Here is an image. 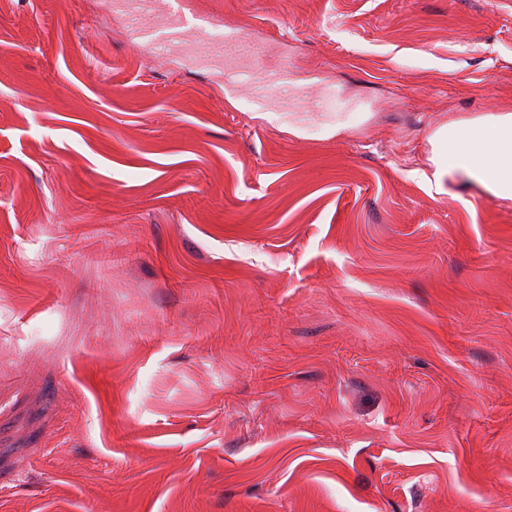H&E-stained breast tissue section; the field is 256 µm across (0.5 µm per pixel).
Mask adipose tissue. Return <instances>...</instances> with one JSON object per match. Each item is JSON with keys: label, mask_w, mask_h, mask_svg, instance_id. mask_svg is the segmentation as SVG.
Wrapping results in <instances>:
<instances>
[{"label": "adipose tissue", "mask_w": 512, "mask_h": 512, "mask_svg": "<svg viewBox=\"0 0 512 512\" xmlns=\"http://www.w3.org/2000/svg\"><path fill=\"white\" fill-rule=\"evenodd\" d=\"M435 184L453 175L474 180L493 198L512 200V113L453 122L428 137Z\"/></svg>", "instance_id": "ef3b65f1"}]
</instances>
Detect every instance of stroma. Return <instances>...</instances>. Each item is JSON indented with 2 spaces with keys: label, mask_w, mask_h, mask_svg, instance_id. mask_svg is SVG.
<instances>
[{
  "label": "stroma",
  "mask_w": 512,
  "mask_h": 512,
  "mask_svg": "<svg viewBox=\"0 0 512 512\" xmlns=\"http://www.w3.org/2000/svg\"><path fill=\"white\" fill-rule=\"evenodd\" d=\"M0 0V512H512V200L423 181L512 113V0ZM161 3L153 0L142 1V5L145 7L141 10H135L125 15V22L128 28L139 38L156 43L157 48H163L165 50L174 48L176 43L179 42L186 33L179 30L180 26L183 25V20L173 18V23L169 26L174 31H161L154 28V24L151 21L150 12L148 8L152 5H159ZM195 39L201 51V60L208 61L211 56L224 57V60L244 55L250 58L254 68H237L227 73L226 79L230 82L248 81L253 76L255 66L264 64V51L262 45L243 33L218 32V25L212 20L204 19L202 23L194 26ZM255 94L262 99L288 100V97L298 96L300 92L291 84L288 63L282 61L276 68L269 70L266 79L256 84Z\"/></svg>",
  "instance_id": "35a3bbf8"
}]
</instances>
